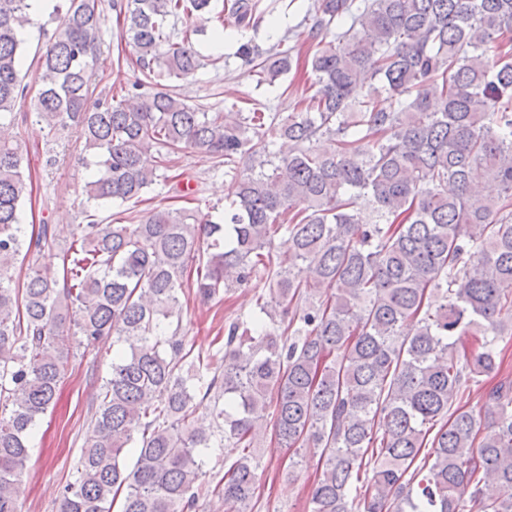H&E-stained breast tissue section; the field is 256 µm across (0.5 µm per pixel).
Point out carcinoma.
<instances>
[{
	"label": "carcinoma",
	"instance_id": "obj_1",
	"mask_svg": "<svg viewBox=\"0 0 512 512\" xmlns=\"http://www.w3.org/2000/svg\"><path fill=\"white\" fill-rule=\"evenodd\" d=\"M112 10L141 76L90 112L102 0H56L35 90L18 38L30 2L0 0V512H21L29 438L72 345L103 336L121 348L59 512H196L205 493L252 512V432L268 417L288 477L319 455L309 512H512V379L486 391L493 410L461 405L512 341V0H308L315 22L288 28V48L237 50L258 86L310 67L314 94L285 116L202 112L170 85L206 65L191 34L253 30L263 0ZM26 98L44 144L80 130L87 202L140 200L190 148L235 171L228 206L87 214L65 245L49 224L26 235L32 173L8 135ZM276 138L294 150L277 157ZM54 247L60 275L39 265ZM272 264L270 300L191 357L172 328L180 296L215 298ZM221 434L243 451L205 486L201 449Z\"/></svg>",
	"mask_w": 512,
	"mask_h": 512
}]
</instances>
